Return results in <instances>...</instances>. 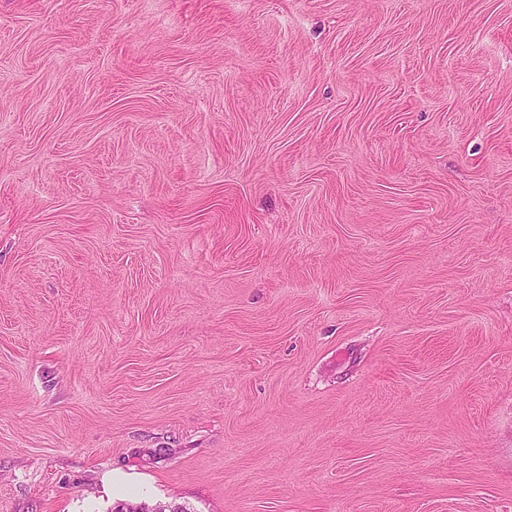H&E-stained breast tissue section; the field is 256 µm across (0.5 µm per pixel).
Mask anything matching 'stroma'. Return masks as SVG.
I'll list each match as a JSON object with an SVG mask.
<instances>
[{
  "mask_svg": "<svg viewBox=\"0 0 512 512\" xmlns=\"http://www.w3.org/2000/svg\"><path fill=\"white\" fill-rule=\"evenodd\" d=\"M512 512V0H0V512Z\"/></svg>",
  "mask_w": 512,
  "mask_h": 512,
  "instance_id": "obj_1",
  "label": "stroma"
}]
</instances>
